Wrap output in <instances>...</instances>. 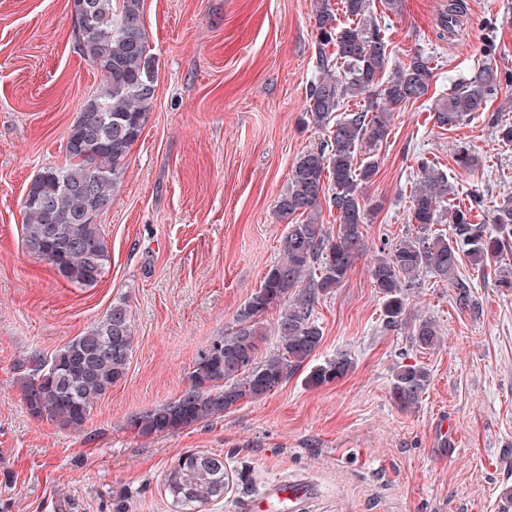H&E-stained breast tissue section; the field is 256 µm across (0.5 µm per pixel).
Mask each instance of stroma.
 I'll use <instances>...</instances> for the list:
<instances>
[{"mask_svg": "<svg viewBox=\"0 0 512 512\" xmlns=\"http://www.w3.org/2000/svg\"><path fill=\"white\" fill-rule=\"evenodd\" d=\"M456 32L438 37L448 0H404L401 14L370 0L392 63L432 59V93L484 61L512 73V0H465ZM314 0H143L156 61L154 99L112 207L98 216L105 275L76 288L27 249L22 202L46 165L65 159L78 104L99 83L80 56L68 0H0V512H173L165 477L185 452L222 454L223 498L200 512H239L274 480L302 478L305 512H501L512 489V291L493 267L463 265L477 310L453 284L425 276L412 314L439 324L440 345L412 349L387 327L370 269L382 248L416 230L410 190L429 159L487 210L512 192V145L487 115L443 130L430 102L397 108L365 190V245L350 275L319 296L318 359L348 352L345 377L308 387L298 371L270 394L165 436L129 418L174 400L188 370L281 257L277 214L295 158L317 147L305 118L318 76ZM479 155L462 170L457 146ZM127 304V376L94 404L82 430L32 418L22 402L31 355H48ZM428 367L408 411L391 399L400 365Z\"/></svg>", "mask_w": 512, "mask_h": 512, "instance_id": "stroma-1", "label": "stroma"}]
</instances>
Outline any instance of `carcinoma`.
Returning <instances> with one entry per match:
<instances>
[{
	"mask_svg": "<svg viewBox=\"0 0 512 512\" xmlns=\"http://www.w3.org/2000/svg\"><path fill=\"white\" fill-rule=\"evenodd\" d=\"M94 7V21L75 28V36L79 54L100 75L91 94L97 109L85 128L74 120L67 132L65 162L39 170L22 203L27 249L75 287H91L105 274L108 243L101 225L85 221L84 215L112 201L125 176L127 156L145 127L156 83L142 0H94ZM465 9L464 0H450L438 23L439 37L452 31ZM341 11L347 17L344 25L337 23L330 0H318L315 6L321 76L309 87L306 117L324 131V138L293 162L278 200L281 218L297 217L282 238V257L265 273L259 290L237 308L232 326L193 361L182 395L130 418L129 426L141 436L173 433L227 413L244 400L271 393L305 367V383L311 388L341 379L353 367L346 352L313 363L322 341L314 304L347 278L363 249L369 216L364 190L379 170L375 149L387 139L396 107L427 99L432 68L420 50L389 67V43L368 0H341ZM511 83L512 76L483 65L435 98L432 120L440 129L456 128L485 111L502 85ZM351 99L364 102V108L335 118ZM455 162L464 170L480 165L479 157L463 145ZM455 192L447 174L429 160L421 163L409 211V223L418 231L382 249L371 267L386 326L407 322L410 297L422 288L427 274L452 283L459 290L460 306L475 307L469 284L460 277L462 259L482 269L512 247L511 192L494 209L492 232L473 222V209L482 206L478 194L452 211L453 238L430 232L439 223L441 203ZM324 197L336 212L334 236L321 222ZM277 308L276 352L261 360L268 336L262 318ZM409 339L417 350H432L441 342L439 326L431 318H416ZM132 346L129 310L119 301L90 330L50 356L32 355L22 390L29 414L82 428L94 403L125 378ZM429 384L424 365H402L393 377L391 399L407 411ZM165 487L176 512H194L224 497V456L192 452L180 457L166 475Z\"/></svg>",
	"mask_w": 512,
	"mask_h": 512,
	"instance_id": "carcinoma-1",
	"label": "carcinoma"
}]
</instances>
